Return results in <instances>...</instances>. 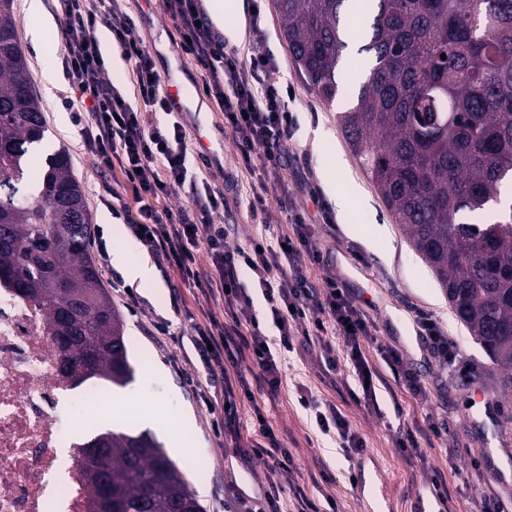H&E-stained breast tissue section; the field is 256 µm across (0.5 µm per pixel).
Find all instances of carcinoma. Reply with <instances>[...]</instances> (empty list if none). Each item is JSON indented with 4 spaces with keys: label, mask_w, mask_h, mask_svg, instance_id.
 I'll return each mask as SVG.
<instances>
[{
    "label": "carcinoma",
    "mask_w": 512,
    "mask_h": 512,
    "mask_svg": "<svg viewBox=\"0 0 512 512\" xmlns=\"http://www.w3.org/2000/svg\"><path fill=\"white\" fill-rule=\"evenodd\" d=\"M0 0V282L42 312L61 360L91 349L88 377L132 376L120 316L88 244L94 233L68 156H46L35 197L18 195L25 158L46 126L12 21ZM350 0H275L301 75L325 100L339 91ZM366 68L355 103L338 113L346 140L435 274L461 323L512 371V0H357ZM109 472L80 459L91 512H201L148 435L109 431Z\"/></svg>",
    "instance_id": "1"
}]
</instances>
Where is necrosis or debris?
<instances>
[{
	"label": "necrosis or debris",
	"instance_id": "obj_1",
	"mask_svg": "<svg viewBox=\"0 0 512 512\" xmlns=\"http://www.w3.org/2000/svg\"><path fill=\"white\" fill-rule=\"evenodd\" d=\"M106 403L74 389L42 313L0 284V512H89L77 435Z\"/></svg>",
	"mask_w": 512,
	"mask_h": 512
}]
</instances>
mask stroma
<instances>
[{
  "instance_id": "35a3bbf8",
  "label": "stroma",
  "mask_w": 512,
  "mask_h": 512,
  "mask_svg": "<svg viewBox=\"0 0 512 512\" xmlns=\"http://www.w3.org/2000/svg\"><path fill=\"white\" fill-rule=\"evenodd\" d=\"M41 5L36 16L30 0H13L12 20L43 106L46 139L51 149L66 150L84 188L94 226L89 253L122 249L129 263L149 258L157 273L156 284L127 292L111 286L121 276L116 267L99 273L103 284L110 286L112 304L122 318L133 374L125 386L111 389V413L90 417L87 434L92 437L111 429L145 432L161 448L188 449L190 462L181 471L202 512H265L266 467L238 453L230 438L216 433L213 423L224 414V380L195 343V325L207 315H221L222 302L219 296L183 284L132 234L113 237V225L126 221L119 202L131 200L132 195L113 198L115 181L97 174L72 122L66 105L72 91L62 67L48 72L40 65L31 40L33 28L47 27L56 50L64 48L62 19L53 12L51 0H41ZM119 5L122 14L134 21L163 78L189 87L200 84L201 71L195 59L182 51L178 22L161 0H120ZM259 11L241 55H272L270 79L288 89L297 128L285 146L280 174L261 182L245 169L223 112L208 97L197 99L183 115L190 147L202 140L209 145L195 163L200 176L211 187L223 189L227 198L223 223L228 242L244 247L253 239L272 241L290 232L288 212L279 205L280 196H287L289 212L304 218L311 244L322 254L321 263L309 268L313 283L321 284L327 276L340 278L377 324L375 341L363 346L370 364L382 366L383 348L398 349L407 366L417 371L422 391L414 395L399 386L378 389V411L367 410L353 399L361 386L349 364H342L336 381H324L319 377V351L301 350L283 360L277 396L256 391L254 403L239 411L241 422L250 426L264 417L301 477L329 470L333 482L325 491L336 501L334 512H435L429 488L436 477L448 487L452 512H476L488 496L512 500V429L504 430L500 422L501 416H512V389L504 387L507 375L455 318L433 273L345 142L337 115L349 108L361 81L355 65L343 67L335 101H324L288 52L274 0H259ZM97 35L110 80L128 99H137L135 78L113 47L108 25H100ZM256 189L263 192L268 214H251L244 204ZM340 196L349 201L346 209L336 206ZM385 238L390 248L382 247ZM420 312L453 340V363H440L430 354L416 322ZM161 324L168 326V334L157 333ZM303 387L348 419L365 441L363 454L346 456L337 439L320 434L313 414L298 402ZM146 408L166 418L168 429H144L138 415ZM441 421L447 424V433L420 439L418 456L401 454L397 446L401 434Z\"/></svg>"
}]
</instances>
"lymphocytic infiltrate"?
Returning a JSON list of instances; mask_svg holds the SVG:
<instances>
[{"label": "lymphocytic infiltrate", "mask_w": 512, "mask_h": 512, "mask_svg": "<svg viewBox=\"0 0 512 512\" xmlns=\"http://www.w3.org/2000/svg\"><path fill=\"white\" fill-rule=\"evenodd\" d=\"M54 2L65 23L63 67L76 92L70 102L75 124L97 169L104 174L120 171L131 187L134 203L123 208L130 228L148 251L178 272L187 287L222 295L228 324L213 316L208 324L195 327L199 346L209 348L211 357L222 361L226 404L222 427L240 453L263 459L268 471L264 496L269 507H276L288 488L295 496L296 512H320L296 481L293 459L266 420H259L253 428L240 421L239 401L254 398L243 361L257 369V380L268 393H277L281 383L280 363L252 312L242 277L255 276L266 314L278 325L284 351L298 345L320 349L325 372L333 374L341 359L328 335L342 336L345 359L359 381L365 382L363 400L371 408L378 402L370 382L381 373L370 366L362 343L372 339L374 321L344 290L342 282L329 278L319 287L310 280L305 263L320 262L321 255L312 250L301 215H292L291 233L277 242L229 248L227 231L219 223L224 195L199 183L192 174L182 115L171 111L162 78L133 26L118 21L112 23L111 33L136 78L140 97L136 104L106 79L107 64L96 36L101 17L114 12V0ZM164 4L180 22L182 47L204 71L206 93L235 134L243 163L262 174H275L282 165V148L291 136L294 118L282 90L264 79L271 63L269 55L244 59L228 51L197 0H164ZM147 109L157 115L149 124L143 116ZM173 195L184 196L187 208L176 213L163 209V201ZM202 251L208 255V264L198 260ZM300 402L314 412L323 434L337 435L347 452H363L364 440L334 407H321L306 392Z\"/></svg>", "instance_id": "obj_1"}]
</instances>
